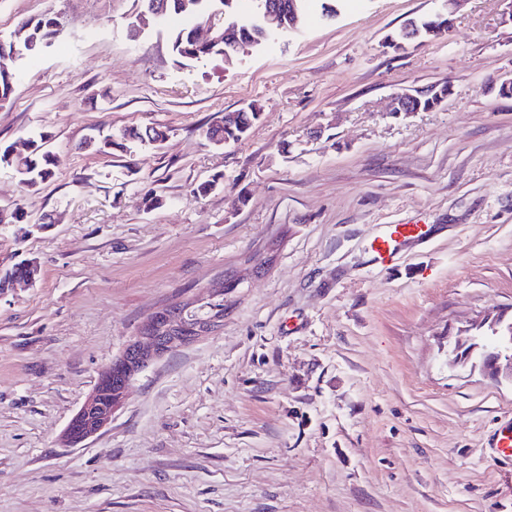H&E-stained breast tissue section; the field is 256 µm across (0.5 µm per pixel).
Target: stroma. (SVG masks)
Masks as SVG:
<instances>
[{
	"label": "stroma",
	"instance_id": "obj_1",
	"mask_svg": "<svg viewBox=\"0 0 512 512\" xmlns=\"http://www.w3.org/2000/svg\"><path fill=\"white\" fill-rule=\"evenodd\" d=\"M444 0H348L239 55L182 64L141 0H0V38L59 34L0 106V144L47 135L48 181L0 168V512H512L488 437L512 380L456 364L488 314L512 322V5L467 0L447 35H386ZM445 83L400 117L394 97ZM258 103L246 139L205 133ZM153 126L158 148L87 137ZM222 175L209 195L199 182ZM162 198L144 204L148 194ZM426 224L393 266L385 224ZM224 283L215 332L154 360L99 433L63 432L154 312Z\"/></svg>",
	"mask_w": 512,
	"mask_h": 512
}]
</instances>
